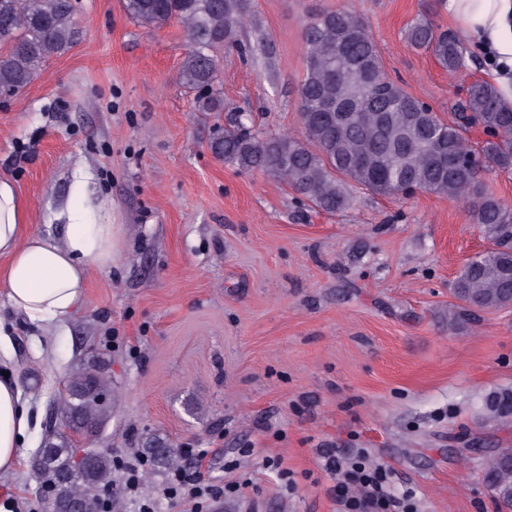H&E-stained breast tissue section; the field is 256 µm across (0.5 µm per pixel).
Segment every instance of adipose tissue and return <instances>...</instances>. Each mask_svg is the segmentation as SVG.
Returning <instances> with one entry per match:
<instances>
[{"mask_svg": "<svg viewBox=\"0 0 512 512\" xmlns=\"http://www.w3.org/2000/svg\"><path fill=\"white\" fill-rule=\"evenodd\" d=\"M449 24L495 68L502 100L512 105V0H445ZM119 227L91 208L73 207L63 241L26 230L13 185L0 179V288L7 304L30 322L61 326L80 304L90 268L112 265ZM28 402L16 376L0 374V471L12 469L30 432Z\"/></svg>", "mask_w": 512, "mask_h": 512, "instance_id": "1", "label": "adipose tissue"}]
</instances>
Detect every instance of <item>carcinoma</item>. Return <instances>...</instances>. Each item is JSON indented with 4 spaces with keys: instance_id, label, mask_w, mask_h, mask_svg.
Listing matches in <instances>:
<instances>
[{
    "instance_id": "obj_1",
    "label": "carcinoma",
    "mask_w": 512,
    "mask_h": 512,
    "mask_svg": "<svg viewBox=\"0 0 512 512\" xmlns=\"http://www.w3.org/2000/svg\"><path fill=\"white\" fill-rule=\"evenodd\" d=\"M138 24H181L188 48L179 72L196 90L199 112H219L224 100L214 92V48L236 42L248 15V0H125ZM77 0H0V94L28 86L51 58L78 40ZM306 67L299 89V134H264L252 118L236 115L210 143L212 154L240 171L260 172L288 184L313 208L334 214L349 209L353 192L381 196L415 190L464 202L495 248L469 260L452 284L462 305L448 313L460 321L471 310L512 307V209L485 190L481 172L512 170V107L497 88L477 81L445 121L428 104L406 93L385 74L379 48L352 10H323L304 26ZM407 38L431 53L448 73L464 72V46L457 34L428 15L410 25ZM479 125L486 136L480 151L468 142ZM112 380L105 363L94 360L65 382L60 409L74 432L102 425L110 411ZM486 418L512 419V392L486 406ZM154 462L178 466L177 452L156 442L147 449ZM41 484L54 485L53 512H68L73 499L80 512H104L102 495L112 487V457L96 452L77 462L69 434L50 430L38 449ZM482 480L500 512H512V446L487 457Z\"/></svg>"
}]
</instances>
